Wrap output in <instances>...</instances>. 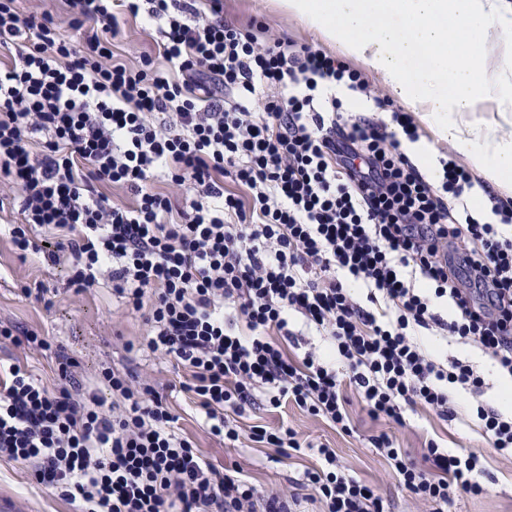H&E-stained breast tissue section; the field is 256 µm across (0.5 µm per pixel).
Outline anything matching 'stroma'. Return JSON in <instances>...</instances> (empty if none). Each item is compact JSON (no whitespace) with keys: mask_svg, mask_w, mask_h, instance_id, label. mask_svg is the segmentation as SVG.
<instances>
[{"mask_svg":"<svg viewBox=\"0 0 512 512\" xmlns=\"http://www.w3.org/2000/svg\"><path fill=\"white\" fill-rule=\"evenodd\" d=\"M224 18L242 25L253 20L263 22L278 35L312 44L329 54L334 51L319 31L282 9L279 0H224ZM35 279L42 281L53 296L52 309H45L20 295L21 286ZM116 306L108 285L72 300L66 289L65 265L47 267L32 258L19 260L8 236L0 235V323L46 331L78 360L81 376L95 387L100 384L102 369H121L128 365L126 345L137 341L142 332L140 319L113 317ZM149 365L155 387L169 392V399L180 416L182 434L191 438L216 468L237 466L257 487L281 489L288 487L291 480L300 478L305 468L315 465L317 457L310 450L279 456L273 449L250 441L238 448L225 447L223 440L211 435L197 416L193 393L181 388L182 382L189 378L188 372L162 358L150 360ZM471 401L468 393L455 395L458 417L448 422L423 408L407 413L406 426L394 430L396 444L418 463L423 460L425 443L431 440L455 452L464 448L481 451L486 467L480 478L484 493L456 496L448 512H512V459L499 456L481 436L476 423L468 419ZM350 412L357 427L350 436L292 404L275 413L250 414L242 424L246 427L283 424L335 448L353 475L381 490L391 512H411L410 498L396 486L385 459L376 454L367 441L372 432L380 430V423L371 421L358 397H351ZM0 498L7 500L14 512H72L67 501L35 484L28 467L4 458L0 459Z\"/></svg>","mask_w":512,"mask_h":512,"instance_id":"obj_1","label":"stroma"}]
</instances>
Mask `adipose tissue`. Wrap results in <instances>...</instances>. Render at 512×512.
<instances>
[{
  "label": "adipose tissue",
  "mask_w": 512,
  "mask_h": 512,
  "mask_svg": "<svg viewBox=\"0 0 512 512\" xmlns=\"http://www.w3.org/2000/svg\"><path fill=\"white\" fill-rule=\"evenodd\" d=\"M346 57L362 60L512 197V5L507 0H285ZM490 114H481L484 102Z\"/></svg>",
  "instance_id": "ef3b65f1"
}]
</instances>
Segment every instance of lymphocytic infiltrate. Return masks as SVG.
<instances>
[{"label": "lymphocytic infiltrate", "mask_w": 512, "mask_h": 512, "mask_svg": "<svg viewBox=\"0 0 512 512\" xmlns=\"http://www.w3.org/2000/svg\"><path fill=\"white\" fill-rule=\"evenodd\" d=\"M16 2L0 0V46L14 50L0 62V207L22 217L15 250L67 256L74 295L110 284L145 326L128 352L186 369L213 436L308 448L321 464L259 490L203 457L150 373L106 368L104 392L91 391L63 346L2 325L0 344L49 357L55 380L0 363V458L31 464L75 512H299L310 496L321 512H389L335 449L238 424L288 400L351 432L346 384L396 425L419 406L455 420L453 392L475 394L471 418L512 458V413L481 400L469 361L417 337L475 343L512 376V203L489 195L498 221H479L470 171L450 157L433 180L405 152L420 138L410 113L335 56L225 21L223 0H42L30 15ZM61 2L73 29L92 25L83 41L58 26ZM131 20L157 33L133 66L113 49ZM338 86L376 118L349 113ZM110 184L131 202H112ZM369 443L417 512L484 491L477 452L428 442L425 471L387 432Z\"/></svg>", "instance_id": "1"}]
</instances>
